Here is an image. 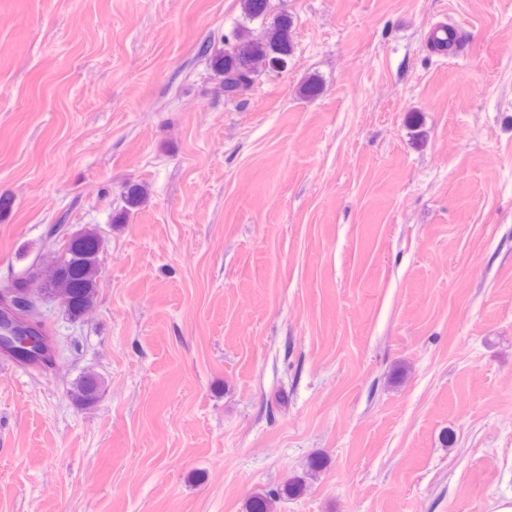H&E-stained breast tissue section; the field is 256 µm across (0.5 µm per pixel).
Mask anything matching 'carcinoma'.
Instances as JSON below:
<instances>
[{
    "label": "carcinoma",
    "mask_w": 512,
    "mask_h": 512,
    "mask_svg": "<svg viewBox=\"0 0 512 512\" xmlns=\"http://www.w3.org/2000/svg\"><path fill=\"white\" fill-rule=\"evenodd\" d=\"M241 8L246 19L260 23L261 34L255 36L248 28H239L224 39V53L211 58L212 67L222 77L224 97L230 101L248 92L262 70H281L288 66L294 50L292 16L282 13L268 19L271 0H241ZM457 40L453 27L440 24L430 35V46L446 52ZM47 238L57 257L46 274L40 276V288L35 291L28 288L21 276L14 278L9 288L18 299L35 294L42 305L57 303L70 318L77 320L97 299L102 237L95 230L67 235L56 224L49 229ZM37 317L35 344L23 346L9 340L3 342L0 351L25 365L51 362L54 345L42 312H37ZM103 386L101 376L86 373L75 383L72 399L82 407H93L101 397Z\"/></svg>",
    "instance_id": "obj_1"
}]
</instances>
